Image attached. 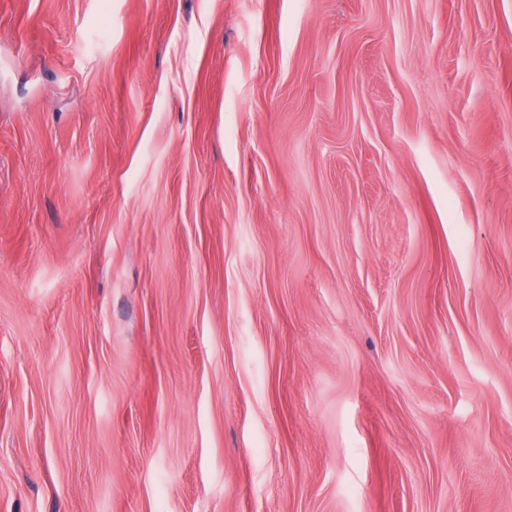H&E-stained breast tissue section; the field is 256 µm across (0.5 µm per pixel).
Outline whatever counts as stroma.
<instances>
[{
    "label": "stroma",
    "instance_id": "stroma-1",
    "mask_svg": "<svg viewBox=\"0 0 512 512\" xmlns=\"http://www.w3.org/2000/svg\"><path fill=\"white\" fill-rule=\"evenodd\" d=\"M0 512H512V0H0Z\"/></svg>",
    "mask_w": 512,
    "mask_h": 512
}]
</instances>
